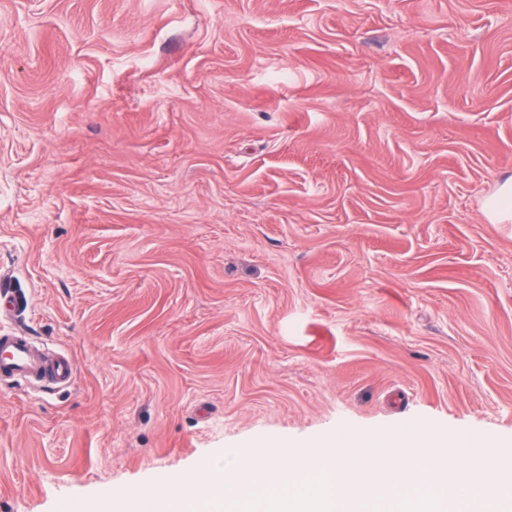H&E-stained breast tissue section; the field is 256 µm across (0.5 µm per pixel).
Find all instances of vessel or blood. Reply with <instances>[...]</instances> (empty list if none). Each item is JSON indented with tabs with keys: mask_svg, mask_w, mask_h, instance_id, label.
Listing matches in <instances>:
<instances>
[{
	"mask_svg": "<svg viewBox=\"0 0 512 512\" xmlns=\"http://www.w3.org/2000/svg\"><path fill=\"white\" fill-rule=\"evenodd\" d=\"M74 373L75 365L70 357L49 359L37 352L28 336L0 335V378L8 376L17 382L36 380L65 384L71 381Z\"/></svg>",
	"mask_w": 512,
	"mask_h": 512,
	"instance_id": "1",
	"label": "vessel or blood"
}]
</instances>
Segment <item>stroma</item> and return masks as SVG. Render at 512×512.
<instances>
[{
	"instance_id": "1",
	"label": "stroma",
	"mask_w": 512,
	"mask_h": 512,
	"mask_svg": "<svg viewBox=\"0 0 512 512\" xmlns=\"http://www.w3.org/2000/svg\"><path fill=\"white\" fill-rule=\"evenodd\" d=\"M512 0H0V512L246 442L512 435ZM484 212L492 221L512 218V181L504 183L484 204ZM75 373L70 357L41 356L29 336L16 333L0 335V378L14 381L36 380L51 384H67Z\"/></svg>"
}]
</instances>
